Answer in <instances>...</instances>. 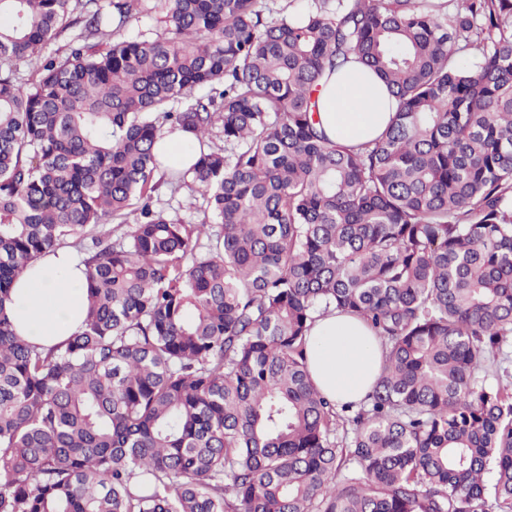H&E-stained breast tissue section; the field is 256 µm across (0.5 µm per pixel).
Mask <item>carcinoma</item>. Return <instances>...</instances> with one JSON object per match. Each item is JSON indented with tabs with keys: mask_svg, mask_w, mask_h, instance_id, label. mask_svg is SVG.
<instances>
[{
	"mask_svg": "<svg viewBox=\"0 0 512 512\" xmlns=\"http://www.w3.org/2000/svg\"><path fill=\"white\" fill-rule=\"evenodd\" d=\"M147 2L0 0V512H512V0H166L127 35ZM351 61L399 102L358 148L317 119ZM109 223L83 330L23 340L14 283ZM333 310L382 346L356 410L308 370ZM189 137L187 133L175 132L165 134L160 140L165 154L173 161H184L187 167L194 163V156L187 147ZM187 190L183 189L175 195L170 193L162 196L161 201L157 203L158 207H162L167 214L175 219H179L183 224H198L201 214L188 210L185 206Z\"/></svg>",
	"mask_w": 512,
	"mask_h": 512,
	"instance_id": "1",
	"label": "carcinoma"
}]
</instances>
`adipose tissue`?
<instances>
[{
    "label": "adipose tissue",
    "instance_id": "adipose-tissue-1",
    "mask_svg": "<svg viewBox=\"0 0 512 512\" xmlns=\"http://www.w3.org/2000/svg\"><path fill=\"white\" fill-rule=\"evenodd\" d=\"M318 106L331 139L359 145L383 132L398 102L374 72L353 63L327 80ZM84 283L85 268L71 249L32 262L7 305L18 335L50 346L77 333L87 305ZM308 360L315 386L342 405L363 399L379 373L380 351L359 320L333 314L312 328Z\"/></svg>",
    "mask_w": 512,
    "mask_h": 512
}]
</instances>
